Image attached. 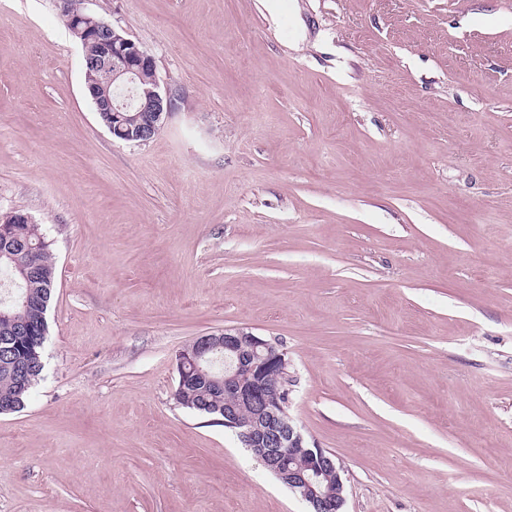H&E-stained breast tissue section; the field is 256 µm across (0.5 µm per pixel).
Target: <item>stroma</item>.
<instances>
[{"label": "stroma", "mask_w": 512, "mask_h": 512, "mask_svg": "<svg viewBox=\"0 0 512 512\" xmlns=\"http://www.w3.org/2000/svg\"><path fill=\"white\" fill-rule=\"evenodd\" d=\"M81 0L174 106L113 139L60 0H0V214L57 276L0 415V512H308L175 400L177 353L284 350L345 512H512V0Z\"/></svg>", "instance_id": "stroma-1"}]
</instances>
